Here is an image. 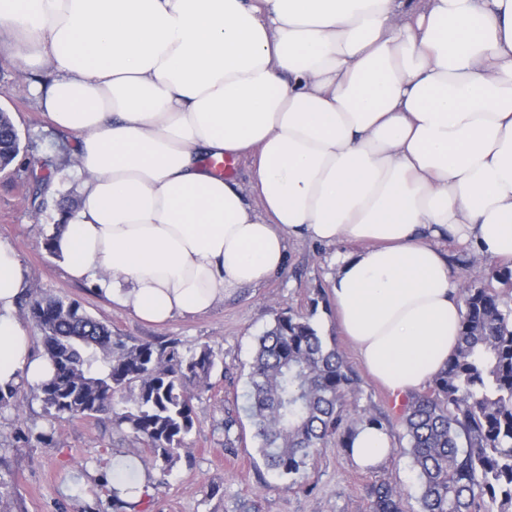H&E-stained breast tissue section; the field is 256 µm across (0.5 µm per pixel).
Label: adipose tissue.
I'll return each mask as SVG.
<instances>
[{
  "label": "adipose tissue",
  "instance_id": "obj_1",
  "mask_svg": "<svg viewBox=\"0 0 512 512\" xmlns=\"http://www.w3.org/2000/svg\"><path fill=\"white\" fill-rule=\"evenodd\" d=\"M76 134L69 276L153 323L202 315L283 271L290 238L357 244L331 279L338 323L392 393L427 384L463 304L436 239L512 263V0H0V54ZM258 158L251 188L206 158ZM0 243V387L40 384ZM392 449L360 425L362 466ZM124 503L138 460L110 465Z\"/></svg>",
  "mask_w": 512,
  "mask_h": 512
}]
</instances>
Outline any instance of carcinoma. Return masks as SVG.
<instances>
[{
    "mask_svg": "<svg viewBox=\"0 0 512 512\" xmlns=\"http://www.w3.org/2000/svg\"><path fill=\"white\" fill-rule=\"evenodd\" d=\"M20 152L13 121L0 114V157ZM53 376L35 387L44 410L70 418L112 415L146 445L144 464L162 473L181 459L196 424L194 389L219 367L205 344L128 345L74 299L28 293ZM459 345L423 391L406 395L399 424L420 494L418 512H512V309L485 285L464 291ZM356 377L336 344L303 314L282 312L258 336L247 375L246 413L265 467L295 478L329 440L349 447L348 395ZM371 512H405L402 492L381 481Z\"/></svg>",
    "mask_w": 512,
    "mask_h": 512,
    "instance_id": "cac0c4a2",
    "label": "carcinoma"
}]
</instances>
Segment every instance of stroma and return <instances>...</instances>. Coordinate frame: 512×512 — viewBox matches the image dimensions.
<instances>
[{
	"label": "stroma",
	"instance_id": "1",
	"mask_svg": "<svg viewBox=\"0 0 512 512\" xmlns=\"http://www.w3.org/2000/svg\"><path fill=\"white\" fill-rule=\"evenodd\" d=\"M53 77L46 67L21 74L9 56L0 55V111L9 113L21 140L17 158L0 171V242L16 251L30 287L79 301L127 343L175 339L184 351L207 344L224 361L194 401L188 456L169 474L149 470L151 492L138 512H370L366 490L381 480L400 489L407 512H416L417 476L409 458L396 452L380 468L364 470L331 441L289 487L267 473L250 435L233 452L224 449L225 418L248 422L245 393L255 338L284 311L309 316L321 336L335 339L358 378L350 407L396 415L395 397L365 373L336 324L330 280L347 245L291 241L284 272L203 316L156 325L130 315L72 280L62 259L45 247L62 211L81 198L73 168L76 135L53 126L26 90ZM437 246L460 288L488 280L493 263L470 245L446 237ZM40 431L51 444L36 442ZM135 453V442L111 420L48 416L32 387L23 385L15 403L0 409V478L12 488L0 498V512H115L109 463L115 455Z\"/></svg>",
	"mask_w": 512,
	"mask_h": 512
}]
</instances>
